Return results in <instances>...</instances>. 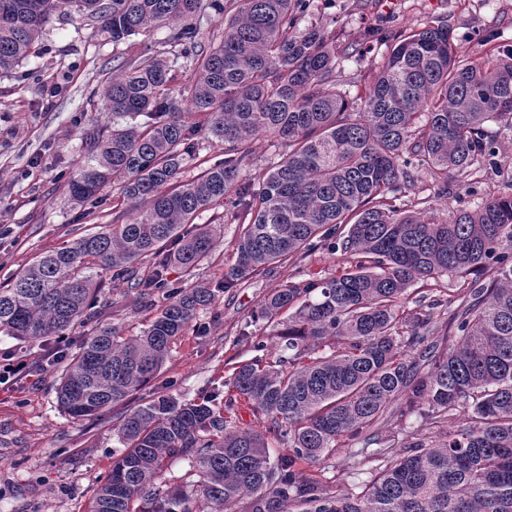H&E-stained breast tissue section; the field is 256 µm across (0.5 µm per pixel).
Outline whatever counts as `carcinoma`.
<instances>
[{
    "mask_svg": "<svg viewBox=\"0 0 512 512\" xmlns=\"http://www.w3.org/2000/svg\"><path fill=\"white\" fill-rule=\"evenodd\" d=\"M237 2L229 15L224 0H209L224 37L207 48L193 23L200 0H0V71L37 52L60 9L98 23L114 43L165 28L164 44L194 71L183 101L167 88L164 52L114 69L101 93L112 126L68 177L69 200L81 206L112 184L141 208L39 257L0 288V332L35 344L93 316L109 274L140 301L161 297L141 335L104 325L84 338L59 377L65 414L82 420L126 406L212 304L214 289L173 287L166 272L174 265L190 275L211 255L214 234L195 220L229 195L237 197L226 213L239 225L237 263L220 291L275 264L297 265L318 243L341 258L336 275L290 281L261 302L293 355L267 359L259 341L226 398L156 392L122 413L114 431L123 450L90 512H235L244 498L243 512H512V193L489 191L444 222L396 204L419 174L446 194L448 180L466 179L494 154L484 126L512 118V47L470 60L443 24L369 33L387 54L356 105L336 87L356 53L336 47L332 31L300 28L310 0ZM260 133L287 150L258 185L241 184ZM204 141L224 145L222 157L182 179ZM145 258L153 272L141 278L134 264ZM488 267L492 279L475 278ZM443 276L463 279L449 349L437 343L434 310L452 299L407 308L415 284ZM241 398L264 432L233 425ZM411 412L436 428L449 415L460 425L400 451L364 435ZM269 435L288 447L272 454ZM362 435L375 449L354 456L379 467L359 491L305 473L329 460L340 438ZM167 458L188 461L177 481H161Z\"/></svg>",
    "mask_w": 512,
    "mask_h": 512,
    "instance_id": "cac0c4a2",
    "label": "carcinoma"
}]
</instances>
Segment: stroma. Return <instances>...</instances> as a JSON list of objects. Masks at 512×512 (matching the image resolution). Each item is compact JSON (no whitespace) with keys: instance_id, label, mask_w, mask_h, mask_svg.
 Returning a JSON list of instances; mask_svg holds the SVG:
<instances>
[{"instance_id":"35a3bbf8","label":"stroma","mask_w":512,"mask_h":512,"mask_svg":"<svg viewBox=\"0 0 512 512\" xmlns=\"http://www.w3.org/2000/svg\"><path fill=\"white\" fill-rule=\"evenodd\" d=\"M303 26L335 30L341 45H356V61L347 63L337 86L349 96L363 92L377 71L385 47L365 40L367 30L399 34L425 25H446L459 54L482 57L490 45L512 46V0H310ZM164 31L153 30L112 43L94 22L56 12L47 23L39 53L22 70L0 73V288L38 257L69 244L95 226L128 222L134 203L105 188L98 200L73 208L66 174L75 172L95 149L98 135L112 122L100 91L112 66L137 60L147 50H161ZM495 148L477 179L482 191L512 190V120L486 125ZM412 208H426L443 220L465 205L457 182L447 194L405 187ZM232 202L206 211L200 225L214 228L218 239L211 257L194 274L195 281L216 286L236 263L237 225L225 222ZM307 276L335 274L336 258L315 248L302 268ZM298 268L284 263L273 273H251L218 293L199 313L197 325L179 336L148 392L167 389L185 401H198L223 388L235 368L254 356L255 342L277 355L273 329L257 312L274 288L294 277ZM155 305H133L125 286L104 280L98 314L75 328L85 336L101 325H117L123 335L144 330ZM51 345L26 343L0 332V355L40 362V379L0 385V512H88L96 485L112 466L120 444L113 431L119 410L90 420H75L57 403L58 373L50 361ZM392 448L433 441L438 430L419 414L378 426Z\"/></svg>"}]
</instances>
